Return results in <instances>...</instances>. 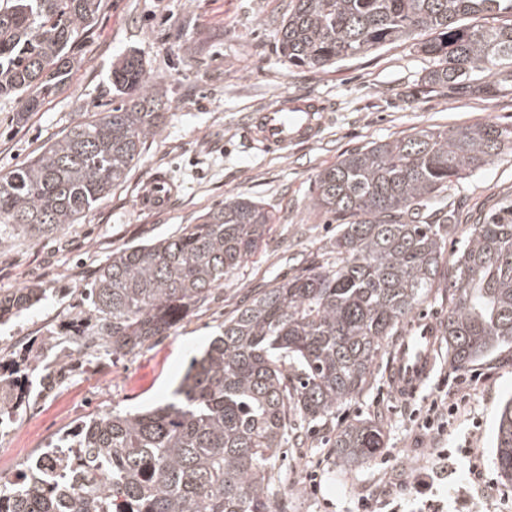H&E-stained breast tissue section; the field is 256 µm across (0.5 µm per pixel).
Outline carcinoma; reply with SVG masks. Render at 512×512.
Returning <instances> with one entry per match:
<instances>
[{
    "label": "carcinoma",
    "mask_w": 512,
    "mask_h": 512,
    "mask_svg": "<svg viewBox=\"0 0 512 512\" xmlns=\"http://www.w3.org/2000/svg\"><path fill=\"white\" fill-rule=\"evenodd\" d=\"M101 3L0 4V98L23 96V111H36L75 66L70 48ZM409 40L432 62L428 84L492 98L512 92V0H291L277 31L288 65L317 71ZM112 86V108L0 176L1 224L36 239L55 235L124 182L163 123L164 103L132 53L112 70ZM511 150L512 124L476 123L422 128L343 155L315 179L313 208L339 221L322 260L239 308L191 358L168 401L102 412L61 436L52 444L68 450L60 480L30 459L19 486L0 484V512H273L267 471L288 408L316 421L359 397L432 289H448L439 333L452 368L512 345V196L445 257L461 224L448 190ZM270 220L261 204L236 196L196 224L113 253L89 292L96 323L78 344L105 341L124 357L168 335L213 299ZM41 295L0 296V319ZM20 389L0 379V424L13 418ZM334 448L346 465L376 458L381 423H349ZM495 460L512 481V399L500 409ZM95 468L108 482H78Z\"/></svg>",
    "instance_id": "1"
}]
</instances>
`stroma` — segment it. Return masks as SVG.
Returning a JSON list of instances; mask_svg holds the SVG:
<instances>
[{
	"label": "stroma",
	"instance_id": "stroma-1",
	"mask_svg": "<svg viewBox=\"0 0 512 512\" xmlns=\"http://www.w3.org/2000/svg\"><path fill=\"white\" fill-rule=\"evenodd\" d=\"M290 0H103L92 25L71 48L75 67L38 111L21 98L0 99V175L38 156L76 122L112 104V69L124 54L139 56L166 108L142 160L81 223L36 239L0 224V294L27 287L45 298L0 325V358L22 383V406L0 432V457L15 471L40 449L89 416L133 410L168 398L189 358L203 351L224 322L263 289L297 273L335 235L334 216L314 211L319 172L376 140L434 126L512 124V94L490 99L425 84L428 58L412 43L371 49L322 71L291 67L276 30ZM285 93L312 94L330 106L320 141L282 155L250 142L244 116ZM175 191L164 206L149 196L157 177ZM243 195L271 214L264 239L213 301L193 311L171 335L136 354L112 356L107 346L68 354L67 340L94 319L86 293L112 252L195 223L204 211ZM512 195V153L477 171L450 192L462 216ZM432 376L412 397L395 394L390 354H383L364 392L326 420L288 415L282 446L268 468V489L281 512H355L363 498L378 512H512V482L500 477L494 436L502 404L512 398V345L452 370L440 343ZM71 372L55 386L62 362ZM465 398L445 435L419 423L432 402ZM383 414L385 450L372 462L347 466L333 447L349 422ZM478 448L481 482L460 492L467 466L451 459L427 496L415 495L412 469H438V448Z\"/></svg>",
	"mask_w": 512,
	"mask_h": 512
}]
</instances>
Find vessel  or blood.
<instances>
[{"label":"vessel or blood","mask_w":512,"mask_h":512,"mask_svg":"<svg viewBox=\"0 0 512 512\" xmlns=\"http://www.w3.org/2000/svg\"><path fill=\"white\" fill-rule=\"evenodd\" d=\"M328 120L325 103L312 95L285 94L251 112L247 119L250 141L261 151L285 154L294 147L320 139ZM437 322L414 321L410 332L395 346L390 382L393 390L412 396L431 375L438 345Z\"/></svg>","instance_id":"obj_1"}]
</instances>
